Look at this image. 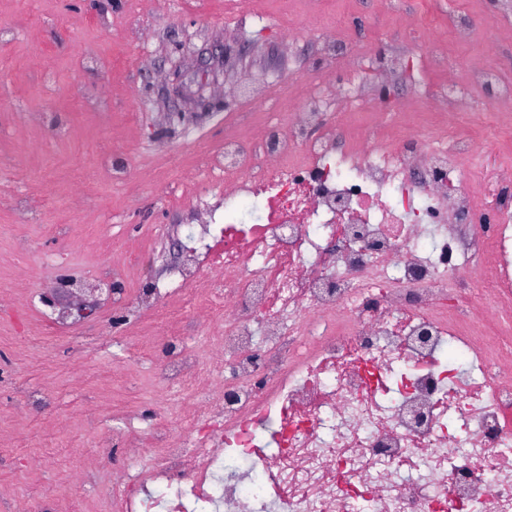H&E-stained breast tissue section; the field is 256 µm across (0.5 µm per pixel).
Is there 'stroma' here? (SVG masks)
Here are the masks:
<instances>
[{"label": "stroma", "mask_w": 512, "mask_h": 512, "mask_svg": "<svg viewBox=\"0 0 512 512\" xmlns=\"http://www.w3.org/2000/svg\"><path fill=\"white\" fill-rule=\"evenodd\" d=\"M318 2L305 15L301 0H260L261 14L243 16L234 0H0V282L21 285L0 293V408L18 413L0 428V482L16 485L0 512H18L31 495L49 512L94 506L125 464L119 445L97 458V441L128 410L161 411L179 430L175 388L156 380L152 351L132 347L147 315L112 303L109 273L127 254L81 243L102 224L119 242L151 233L132 283L164 281L182 258V236L224 221L212 154L225 117L250 122L253 79L274 87L266 115L287 111L318 33L398 37L415 0ZM424 2L449 41L453 16L471 3L486 26L484 53L512 41V0ZM448 55L453 71L474 59L451 41ZM470 94L480 119L461 128L475 142L466 186L498 163L485 153L497 115L483 89ZM69 279L88 294L47 305ZM76 449L92 475L74 501L67 460Z\"/></svg>", "instance_id": "1"}]
</instances>
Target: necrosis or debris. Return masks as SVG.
<instances>
[{
	"label": "necrosis or debris",
	"instance_id": "4bbe7bcc",
	"mask_svg": "<svg viewBox=\"0 0 512 512\" xmlns=\"http://www.w3.org/2000/svg\"><path fill=\"white\" fill-rule=\"evenodd\" d=\"M404 67L390 54L340 80L319 37L285 120L214 156L224 222L167 289H118L168 307L160 376L189 401L186 435L158 416L122 430L105 512H512V167L462 186L473 145L448 138L472 86L511 131L512 83L477 62L435 91L432 130L349 135L339 108L400 113L372 87ZM189 312L212 346L186 342Z\"/></svg>",
	"mask_w": 512,
	"mask_h": 512
}]
</instances>
